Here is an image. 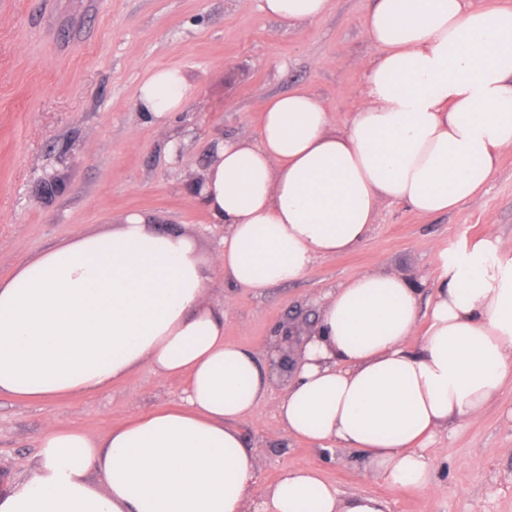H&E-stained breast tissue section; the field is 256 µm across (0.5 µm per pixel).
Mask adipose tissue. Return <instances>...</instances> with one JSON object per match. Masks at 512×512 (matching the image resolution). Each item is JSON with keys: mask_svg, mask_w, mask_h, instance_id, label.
I'll use <instances>...</instances> for the list:
<instances>
[{"mask_svg": "<svg viewBox=\"0 0 512 512\" xmlns=\"http://www.w3.org/2000/svg\"><path fill=\"white\" fill-rule=\"evenodd\" d=\"M329 6L261 10L292 23ZM363 29L374 55L343 130L295 89L265 102L255 138L212 152L200 195L224 227L215 256L129 214L112 234L77 236L0 278V395L101 392L144 366L185 380L182 407L105 439L47 428L35 473L0 490V512H391L387 497L339 493L307 468H282L255 497L257 460L237 424L265 402L271 374L225 340L224 310L206 298L217 273L252 290L302 279L363 243L383 202L460 208L512 151V6L375 0ZM188 91L181 70L161 68L139 98L159 118ZM439 259L425 306L393 271L325 292L274 403L290 437L359 452L393 490H435L428 445L448 422L479 418L512 373V253L490 231Z\"/></svg>", "mask_w": 512, "mask_h": 512, "instance_id": "adipose-tissue-1", "label": "adipose tissue"}]
</instances>
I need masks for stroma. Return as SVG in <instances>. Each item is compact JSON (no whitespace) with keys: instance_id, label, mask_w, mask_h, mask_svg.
I'll return each mask as SVG.
<instances>
[{"instance_id":"obj_1","label":"stroma","mask_w":512,"mask_h":512,"mask_svg":"<svg viewBox=\"0 0 512 512\" xmlns=\"http://www.w3.org/2000/svg\"><path fill=\"white\" fill-rule=\"evenodd\" d=\"M372 0H331L321 19L286 24L260 0H0V277L77 235L111 234L129 213L162 232L182 231L206 256L219 252L196 191L209 155L255 136L268 98L301 86L337 128L360 105L374 49L360 26ZM159 68L185 74L184 107L144 112L139 87ZM496 231L512 248V152L488 189L463 207L423 216L384 205L365 242L318 261L301 280L255 292L215 278L224 338L257 356L279 325L307 330L316 298L377 269L404 274L429 300L440 252ZM183 382L142 368L108 390L47 402L0 396V483L30 478L49 425L95 439L141 414L180 404ZM512 384L464 426L449 423L428 452L438 492L394 491L371 479L357 453L290 438L271 403L239 422L260 459L256 492L283 467L319 469L339 491L390 497L392 512H512Z\"/></svg>"}]
</instances>
